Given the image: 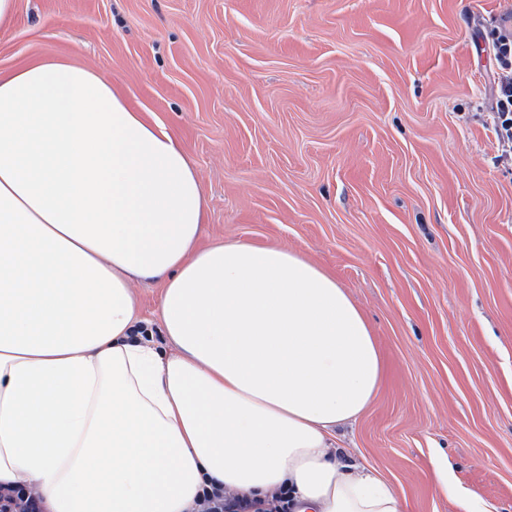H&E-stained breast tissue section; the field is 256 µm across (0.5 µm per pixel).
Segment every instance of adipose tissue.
<instances>
[{"label":"adipose tissue","instance_id":"ef3b65f1","mask_svg":"<svg viewBox=\"0 0 512 512\" xmlns=\"http://www.w3.org/2000/svg\"><path fill=\"white\" fill-rule=\"evenodd\" d=\"M205 199L165 128L96 72L0 76V484L46 512H188L205 483L291 512H402L336 440L383 361L295 252L200 247ZM162 283L171 351L131 283Z\"/></svg>","mask_w":512,"mask_h":512}]
</instances>
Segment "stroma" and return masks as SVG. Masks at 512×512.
Returning <instances> with one entry per match:
<instances>
[{"instance_id": "stroma-1", "label": "stroma", "mask_w": 512, "mask_h": 512, "mask_svg": "<svg viewBox=\"0 0 512 512\" xmlns=\"http://www.w3.org/2000/svg\"><path fill=\"white\" fill-rule=\"evenodd\" d=\"M510 22L512 0H16L0 72L111 79L193 165L202 244L336 277L384 362L343 445L403 512H512V166L484 128ZM132 291L167 347L161 284Z\"/></svg>"}]
</instances>
